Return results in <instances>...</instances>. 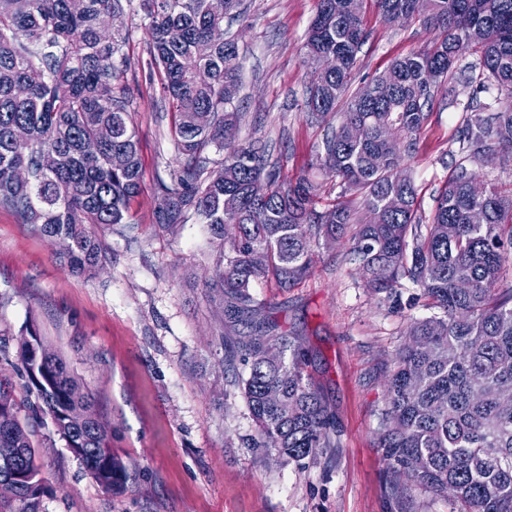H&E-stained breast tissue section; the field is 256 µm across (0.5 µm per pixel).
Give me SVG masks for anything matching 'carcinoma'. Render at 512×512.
<instances>
[{"label":"carcinoma","mask_w":512,"mask_h":512,"mask_svg":"<svg viewBox=\"0 0 512 512\" xmlns=\"http://www.w3.org/2000/svg\"><path fill=\"white\" fill-rule=\"evenodd\" d=\"M133 0H29L15 10L0 0V208L16 212L59 242L56 252L72 273L91 278L105 255L94 228L127 224L130 202L142 185L129 100L112 82L131 63L121 54L124 4ZM241 0H140L149 35L150 70L171 106L179 187L166 190L173 221L189 206L219 244L216 280L229 317L248 312L252 281L273 275L283 288L312 263V242L351 234L353 260L368 285L391 291L407 279L442 315L412 320L396 350L387 384L380 447L407 488L452 494L459 512H512V194L491 181L477 191L472 162L512 156V0H374L384 22L419 14L443 31L431 45L394 60L356 89L353 71L367 35L366 0H316L304 49L316 64L306 89L309 114L342 107L323 142L320 166L341 188L358 195L361 209L340 201L316 209L307 179L284 184L268 169L264 150L232 145L239 123L237 46L212 39L224 19L240 17ZM467 49L480 53L487 81L459 66ZM470 89L449 152V175L427 218L408 162L442 84ZM383 89L380 96L371 85ZM497 90L494 104L481 95ZM214 145L224 160L201 178ZM475 210L480 224L471 223ZM381 213V223L370 214ZM265 255L256 265L251 256ZM238 335L228 360L248 365L241 379L258 427L253 446L301 459L326 446L328 413L303 361L285 336ZM33 419L51 420L97 485L121 491L128 480L118 456L103 453L109 427L83 422L95 410L66 361L31 327L18 347ZM280 391V400L266 394ZM20 415L11 383L0 378V498L12 512H39L33 425Z\"/></svg>","instance_id":"cac0c4a2"}]
</instances>
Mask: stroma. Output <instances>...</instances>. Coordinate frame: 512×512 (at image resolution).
I'll use <instances>...</instances> for the list:
<instances>
[{"label":"stroma","instance_id":"stroma-1","mask_svg":"<svg viewBox=\"0 0 512 512\" xmlns=\"http://www.w3.org/2000/svg\"><path fill=\"white\" fill-rule=\"evenodd\" d=\"M241 9L228 29L243 81L234 142L264 148L285 179L309 177L319 207L331 206L340 188L317 158L337 119L311 118L304 108L311 69L303 42L316 0H242ZM365 23L358 86L439 36L417 16L386 24L371 5ZM125 25L131 67L115 86L129 90L143 179L129 223L96 230L104 268L92 279L71 275L49 239L0 209V375L28 406L17 349L35 326L93 393L129 475L124 492L105 493L51 422L36 425L40 512H455L449 498L399 490L378 446L395 351L412 319L435 307L407 281L393 295L375 292L343 239L315 245L310 273L291 288L269 275L253 281L249 313L232 321L207 287L219 252L207 226L190 211L173 227L163 216L162 189L177 187L179 176L172 115L146 64L149 37L137 7L127 8ZM467 97L459 86L439 91L410 162L424 212L448 176L449 151L459 148ZM258 323L305 355L331 423L327 446L314 455L293 460L253 445L240 387L246 368L224 364L218 338Z\"/></svg>","mask_w":512,"mask_h":512}]
</instances>
